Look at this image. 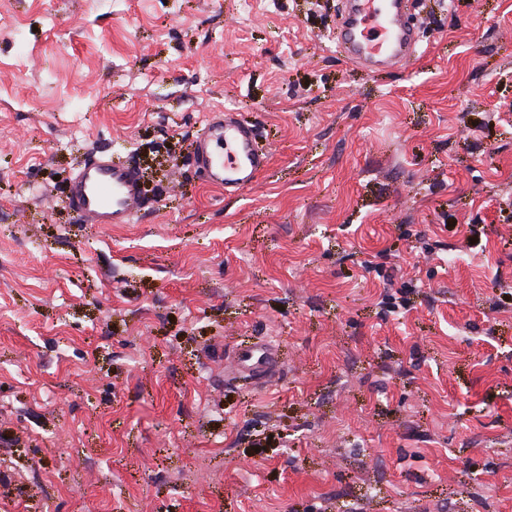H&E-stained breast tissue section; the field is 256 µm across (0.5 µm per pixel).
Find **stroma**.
I'll use <instances>...</instances> for the list:
<instances>
[{"label":"stroma","mask_w":512,"mask_h":512,"mask_svg":"<svg viewBox=\"0 0 512 512\" xmlns=\"http://www.w3.org/2000/svg\"><path fill=\"white\" fill-rule=\"evenodd\" d=\"M337 7L0 0V512H512V0H413L376 74ZM219 109L271 155L234 196ZM92 151L135 223L66 207ZM193 163L208 184L233 195L249 188L270 164V153L259 148L252 126L234 112H209L193 146ZM142 178L134 160L91 154L69 173L66 203L87 224H132L151 204ZM233 367L238 374L253 376L265 382L278 371L275 347L268 341H258L233 356Z\"/></svg>","instance_id":"obj_1"}]
</instances>
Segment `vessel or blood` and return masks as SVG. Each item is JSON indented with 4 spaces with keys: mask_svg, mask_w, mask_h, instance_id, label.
Masks as SVG:
<instances>
[{
    "mask_svg": "<svg viewBox=\"0 0 512 512\" xmlns=\"http://www.w3.org/2000/svg\"><path fill=\"white\" fill-rule=\"evenodd\" d=\"M337 51L367 73L398 69L417 54L409 0H341L334 21ZM193 163L208 184L233 195L249 188L270 164L252 126L229 111L208 113L194 140ZM142 170L133 160L99 152L68 175L66 203L88 224H131L149 208ZM237 373L270 380L279 365L275 347L256 342L233 356Z\"/></svg>",
    "mask_w": 512,
    "mask_h": 512,
    "instance_id": "1",
    "label": "vessel or blood"
}]
</instances>
